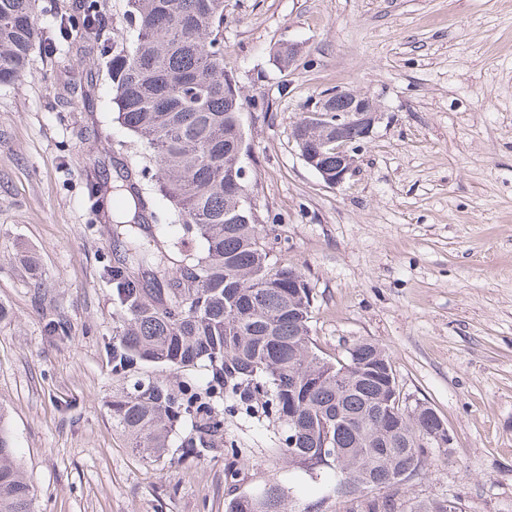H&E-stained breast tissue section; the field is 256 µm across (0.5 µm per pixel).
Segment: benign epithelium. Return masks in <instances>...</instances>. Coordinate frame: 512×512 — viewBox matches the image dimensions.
Returning a JSON list of instances; mask_svg holds the SVG:
<instances>
[{"label":"benign epithelium","mask_w":512,"mask_h":512,"mask_svg":"<svg viewBox=\"0 0 512 512\" xmlns=\"http://www.w3.org/2000/svg\"><path fill=\"white\" fill-rule=\"evenodd\" d=\"M343 99L346 107L334 102ZM381 119L369 97L355 91H327L302 113L291 130L292 142L303 161L330 185L341 184L355 169L354 153L373 133ZM332 153L336 165L324 167L318 160ZM430 438L439 448H447L452 438L442 422L429 423Z\"/></svg>","instance_id":"benign-epithelium-1"}]
</instances>
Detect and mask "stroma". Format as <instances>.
<instances>
[{"label": "stroma", "mask_w": 512, "mask_h": 512, "mask_svg": "<svg viewBox=\"0 0 512 512\" xmlns=\"http://www.w3.org/2000/svg\"><path fill=\"white\" fill-rule=\"evenodd\" d=\"M84 2L39 0L43 42L0 84V407L36 512H224L273 481L296 512H348L335 471L282 461L273 426L225 417V441L253 452L231 484L223 451L152 462L113 423L129 379L175 389L208 374L112 373L114 243L86 183L97 169L118 183L115 159L140 145L112 120L105 68L131 39L126 0H95L101 47L76 28L45 46ZM288 42L300 53L284 69L272 54ZM224 71L245 96L248 193L274 258L313 288L318 347L385 348L407 404L434 408L452 437L426 475L373 497L398 512H512V0H224ZM336 89L382 118L333 186L290 130Z\"/></svg>", "instance_id": "1"}]
</instances>
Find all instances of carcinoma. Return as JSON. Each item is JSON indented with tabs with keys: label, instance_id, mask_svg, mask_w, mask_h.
I'll return each mask as SVG.
<instances>
[{
	"label": "carcinoma",
	"instance_id": "1",
	"mask_svg": "<svg viewBox=\"0 0 512 512\" xmlns=\"http://www.w3.org/2000/svg\"><path fill=\"white\" fill-rule=\"evenodd\" d=\"M129 47L112 53V109L141 152L130 170L142 187L112 216L123 252L112 263L120 308L112 371L135 364L182 372L203 367L204 385L173 392L135 380L112 398V417L129 448L152 461L198 456L224 446V412L278 424L275 452L308 472L337 471L344 497L391 486L395 470L416 476L427 465L424 421L405 408L383 348L360 342L328 359L312 342L313 288L300 270L281 266L264 245L267 230L243 199L235 166L243 141L241 98L224 72V0H128ZM89 40L98 15L79 22ZM38 39L36 0H0V82L21 77ZM224 401V410L217 403ZM190 422L185 451L172 437ZM0 414V512H33L34 490L15 463ZM244 463L227 449L225 476ZM225 512H287L284 489L270 482L224 504ZM390 500L362 501L349 512H394Z\"/></svg>",
	"mask_w": 512,
	"mask_h": 512
}]
</instances>
